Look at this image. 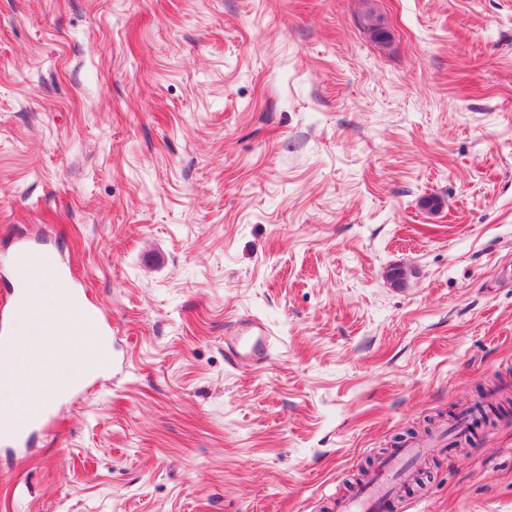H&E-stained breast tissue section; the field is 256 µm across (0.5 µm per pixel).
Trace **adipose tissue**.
<instances>
[{"mask_svg":"<svg viewBox=\"0 0 512 512\" xmlns=\"http://www.w3.org/2000/svg\"><path fill=\"white\" fill-rule=\"evenodd\" d=\"M37 304L54 308V316L22 324L21 341L6 359L7 365L17 367L27 380L0 384V391H22L35 402L55 397L61 389L71 387L82 374L99 367L103 356L90 323L64 306L59 292L44 288L37 296ZM52 361L58 365V372H48L47 365Z\"/></svg>","mask_w":512,"mask_h":512,"instance_id":"obj_1","label":"adipose tissue"}]
</instances>
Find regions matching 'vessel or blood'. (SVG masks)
<instances>
[{
    "mask_svg": "<svg viewBox=\"0 0 512 512\" xmlns=\"http://www.w3.org/2000/svg\"><path fill=\"white\" fill-rule=\"evenodd\" d=\"M10 314L12 317L29 310L33 296L29 285L38 279L47 283H61L66 278L65 270L45 251L21 246L10 267ZM69 302L82 305L83 311L104 342L112 340V316L108 311L92 305H85L79 289H66ZM274 336L268 325L259 318L248 316L239 319L229 327L224 336V354L229 361H250L260 366L267 362L273 347ZM55 409L54 403L47 402L31 407L26 426L0 435V442L13 447L27 446L30 429L48 425ZM427 448L404 447L378 461L368 481L349 495L336 499L335 512H391L395 506V484L397 477H409L415 463L426 456Z\"/></svg>",
    "mask_w": 512,
    "mask_h": 512,
    "instance_id": "obj_1",
    "label": "vessel or blood"
}]
</instances>
